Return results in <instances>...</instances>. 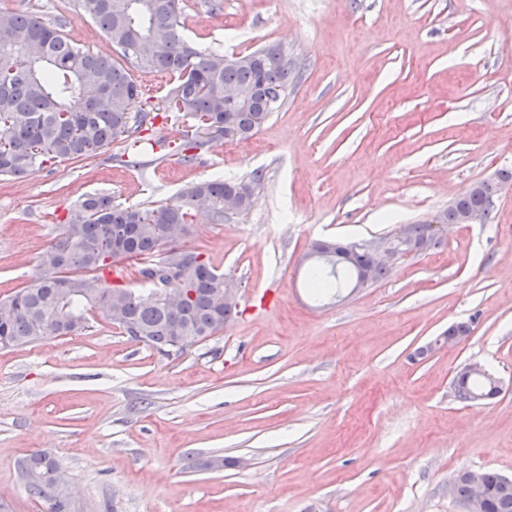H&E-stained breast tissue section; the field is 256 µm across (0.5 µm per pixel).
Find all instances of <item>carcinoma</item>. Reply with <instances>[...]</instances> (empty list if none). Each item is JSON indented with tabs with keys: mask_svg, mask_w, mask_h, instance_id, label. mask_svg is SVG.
I'll return each instance as SVG.
<instances>
[{
	"mask_svg": "<svg viewBox=\"0 0 512 512\" xmlns=\"http://www.w3.org/2000/svg\"><path fill=\"white\" fill-rule=\"evenodd\" d=\"M82 9L103 30L116 55H101L67 41L61 24H49L33 13L0 10V175L22 176L36 166L56 160H82L102 153L112 143L140 130L152 120L147 111L133 114L129 103L140 90L130 68L162 72L173 78L167 109L196 121L187 137L183 161L196 160L194 151L230 135L246 140L268 120V91H286L293 68L277 46L241 56L197 50L182 34L185 0H79ZM150 52L136 62L131 57L143 42ZM230 86L243 101L224 106ZM512 180L503 171L484 181L477 191L461 193L438 215L444 224L458 222V214L479 208L494 195L495 186ZM264 182L262 171L237 180L213 179L187 185L176 202L153 209L122 206L107 194H89L62 233L45 249L40 272L23 288L0 301L13 312L0 316V346L22 347L44 338L66 336L87 328L88 313L100 314L125 334L152 345L167 356L177 355L224 328L236 306L224 303V274L203 253L163 247L172 224H187L191 210L203 203L217 222L224 221V197L235 195L241 212L252 205ZM430 225L408 224L402 242L420 241ZM179 258L178 268L159 281L185 292L171 307L150 288L109 284L104 272L115 262L140 264L146 279L169 267L168 256ZM368 269L372 282L390 268L376 266L362 249L347 252L329 271L312 266L313 283L352 282ZM491 393L485 376L459 383L455 398L464 403ZM52 457L37 451L24 468L42 474L25 484L27 494L46 512H69L47 477ZM486 486L495 490L484 512H512V488L505 490L502 475L483 472Z\"/></svg>",
	"mask_w": 512,
	"mask_h": 512,
	"instance_id": "obj_1",
	"label": "carcinoma"
}]
</instances>
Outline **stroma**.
<instances>
[{
    "instance_id": "obj_1",
    "label": "stroma",
    "mask_w": 512,
    "mask_h": 512,
    "mask_svg": "<svg viewBox=\"0 0 512 512\" xmlns=\"http://www.w3.org/2000/svg\"><path fill=\"white\" fill-rule=\"evenodd\" d=\"M186 4L196 47L287 53L281 107L193 164V121L171 112L142 130L151 149L120 141L0 177V299L39 272L87 194L151 208L260 169L248 212L194 211L181 239L234 280L238 313L171 357L96 312L81 332L0 348V512H42L21 473L37 451L61 465L73 512H465L460 471L512 477V189L489 223L446 227L341 302L313 296L304 256L422 222L512 169V0ZM0 8L63 21L91 50L105 39L77 0ZM456 322L472 323L466 340L418 356ZM472 363L500 380L497 398H454Z\"/></svg>"
}]
</instances>
